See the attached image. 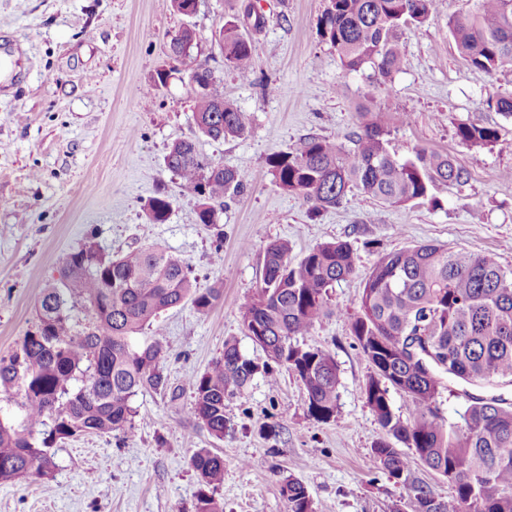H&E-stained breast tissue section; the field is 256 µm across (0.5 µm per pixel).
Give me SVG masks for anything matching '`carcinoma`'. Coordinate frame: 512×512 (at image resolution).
<instances>
[{"instance_id":"1","label":"carcinoma","mask_w":512,"mask_h":512,"mask_svg":"<svg viewBox=\"0 0 512 512\" xmlns=\"http://www.w3.org/2000/svg\"><path fill=\"white\" fill-rule=\"evenodd\" d=\"M319 33L345 71L365 66L388 78L403 64L400 32L424 25L433 0H329ZM240 19L224 22V67L242 79L252 73L254 46L240 31ZM464 59L488 74L512 64V0H476L465 20L448 22ZM175 58L189 66L194 88V122L214 141L246 135L253 115L224 97V82L211 78L207 64L192 60L193 32L181 30ZM353 146L307 138L294 151L267 157L272 184L302 197L309 217L340 206L357 190L374 201L401 206L435 203L438 182L462 185L468 171L454 158L419 150L400 160L388 149L392 114L360 113ZM460 143L490 147L499 141L494 127L461 123ZM166 169L184 189L199 197L197 220L212 224L216 208L246 184L244 172L204 157L196 140L174 141ZM172 207L165 191L148 199L153 224L167 221ZM356 271L351 246L324 242L294 260L284 240L263 251L262 280L240 308L248 336L303 385L308 414L327 422L336 413L339 375L331 354L300 341L335 312L329 291ZM61 277L40 294L34 328L19 351L0 358V388L16 389L25 419L18 426L0 422V483L27 477L54 478L53 447L87 433L112 435L132 429V398L143 390L163 391L168 380L164 346H142L132 337L152 326L160 313L192 301L208 312L222 298L219 288L201 290L189 266L162 246L108 255L93 240L69 253ZM372 374L363 387L367 405L384 431L372 454L392 476L404 479L413 512H512V403L501 395L469 396L463 424L447 422L437 400L444 379L477 386H512V268L492 253L474 254L441 245H413L382 257L365 278L359 312L350 323ZM259 366L231 341L224 354L191 380L193 411L218 439L224 438V396L246 388ZM412 403L408 418L390 403V389ZM49 426L42 437L39 426ZM401 442L430 469L448 480L453 493L437 498L410 479ZM200 492L196 512H224L214 490L224 482V458L200 449L190 459ZM289 512H315L307 488L288 476L281 484Z\"/></svg>"}]
</instances>
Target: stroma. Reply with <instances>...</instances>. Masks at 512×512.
Here are the masks:
<instances>
[{
	"mask_svg": "<svg viewBox=\"0 0 512 512\" xmlns=\"http://www.w3.org/2000/svg\"><path fill=\"white\" fill-rule=\"evenodd\" d=\"M255 2L266 24L250 33L253 73L242 80L225 69L218 34L244 0H199L190 16L171 0H0V57L24 76L0 92V357L18 349L42 287L90 235L108 253L162 244L191 266L198 288L223 289L208 312L187 300L136 336L166 348L168 387L133 398L132 430L65 440L52 482L0 484V512H194L200 484L190 458L200 448L224 458L216 492L224 512H288L281 483L289 476L306 485L315 512H412L407 487L372 455L383 431L363 396L372 368L350 322L366 275L387 253L439 244L492 253L512 268V117L486 103L512 96V67L487 74L458 52L448 23L471 14L474 0H434L424 26L402 31L405 63L386 81L368 68L342 70L319 36L329 0ZM186 27L196 34L194 57L223 78L227 99L253 114L246 136H196L188 72L169 50ZM162 69L171 73L163 85ZM363 106L410 113L388 137L397 158L444 152L469 182L437 184L433 203L396 207L355 191L310 219L302 197L272 185L267 158L310 136L347 142ZM464 122L498 128V143L461 144L455 131ZM191 136L206 157L248 175L213 224L198 223V197L164 167L172 142ZM160 189L172 208L154 224L144 205ZM276 239L287 240L295 259L326 241L354 250L355 274L331 290L343 316L305 338L336 362V413L327 422L310 417L301 382L276 365L272 377L256 375L225 398L219 440L195 417L189 382L228 340L267 363L239 309L255 294L263 249Z\"/></svg>",
	"mask_w": 512,
	"mask_h": 512,
	"instance_id": "35a3bbf8",
	"label": "stroma"
}]
</instances>
